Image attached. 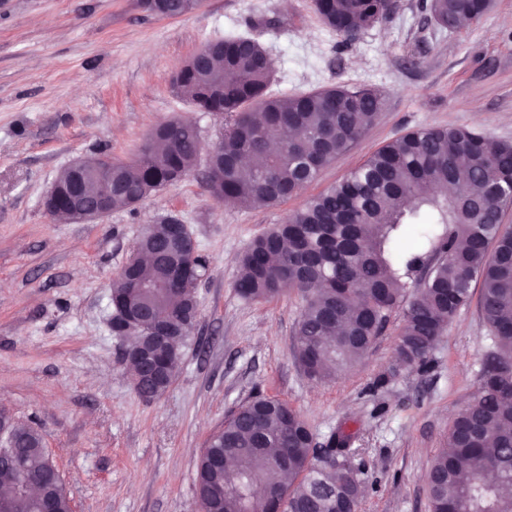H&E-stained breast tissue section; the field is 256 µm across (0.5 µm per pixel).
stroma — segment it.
Returning <instances> with one entry per match:
<instances>
[{
    "instance_id": "35a3bbf8",
    "label": "stroma",
    "mask_w": 512,
    "mask_h": 512,
    "mask_svg": "<svg viewBox=\"0 0 512 512\" xmlns=\"http://www.w3.org/2000/svg\"><path fill=\"white\" fill-rule=\"evenodd\" d=\"M346 36L312 0H202L181 17L140 0H0V408L41 430L73 512H195L196 463L210 435L255 394L288 401L319 443L355 434L369 487L359 512H430L427 476L497 346L477 302L435 343L426 369H402L394 312L355 368L310 380L294 355L301 300L248 302L237 259L306 200L415 129L467 126L512 143V0L450 30L429 0H393ZM256 38L274 62L269 91L336 86L382 92L379 119L286 201H216L205 164L139 204L89 223L51 218L43 196L77 157L130 159L155 126L195 122L203 144L224 115L196 110L172 78L204 43ZM171 213L210 266L199 282L195 343L156 400L134 392L108 327L109 283L143 225Z\"/></svg>"
}]
</instances>
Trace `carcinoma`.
I'll list each match as a JSON object with an SVG mask.
<instances>
[{
	"label": "carcinoma",
	"instance_id": "1",
	"mask_svg": "<svg viewBox=\"0 0 512 512\" xmlns=\"http://www.w3.org/2000/svg\"><path fill=\"white\" fill-rule=\"evenodd\" d=\"M492 0H431L438 23L480 20ZM389 0H316L324 25L336 32L371 26ZM193 0H162L155 14L179 17ZM208 64L179 72L173 85L201 112L228 117L214 148L224 166L206 187L218 200L262 207L288 200L349 151L379 118L383 94L371 88L332 87L273 96L269 56L255 40L228 36ZM199 131L181 118L166 122L136 159L93 155L112 165V210L130 208L187 178L199 160ZM251 162L243 170L242 161ZM448 185L454 191L442 192ZM512 143L474 128L446 126L410 131L387 143L339 183L311 198L240 256L234 283L245 300L294 291L302 306L296 324L299 363L313 362L309 378L327 382L361 361L391 313L403 310L396 360L423 367L436 340L480 283L479 308L498 341L483 365L480 387L448 428L446 448L428 477L430 512H512ZM174 215L138 235L132 254L113 276L112 305L146 302L153 321L185 329L168 346L174 381L192 341L188 322L199 313L196 287L208 270L199 249L168 235ZM178 262L190 279L169 288L129 287L137 279L166 278ZM418 288L404 301L408 284ZM276 397L242 403L213 433L196 467L197 494L211 512H358L366 492L363 470L351 465L352 435L340 430L312 443L301 413ZM233 463L217 467L212 455ZM13 456L30 473L55 466L43 434L19 438ZM494 469L495 479L487 476Z\"/></svg>",
	"mask_w": 512,
	"mask_h": 512
}]
</instances>
